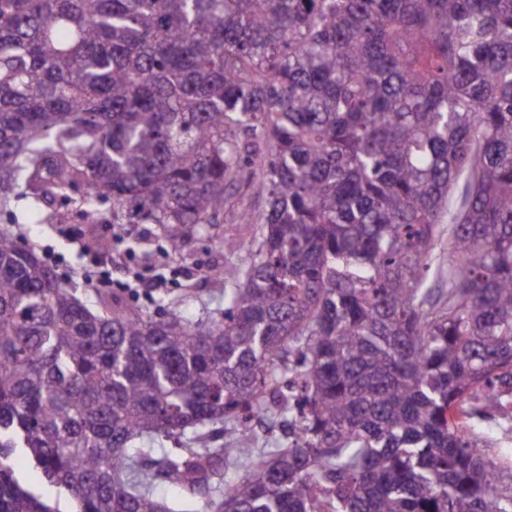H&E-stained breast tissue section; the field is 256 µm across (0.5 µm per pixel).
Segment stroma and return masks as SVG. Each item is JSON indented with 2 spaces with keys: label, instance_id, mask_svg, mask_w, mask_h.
Returning <instances> with one entry per match:
<instances>
[{
  "label": "stroma",
  "instance_id": "1",
  "mask_svg": "<svg viewBox=\"0 0 512 512\" xmlns=\"http://www.w3.org/2000/svg\"><path fill=\"white\" fill-rule=\"evenodd\" d=\"M229 194L223 223L184 231L177 253L172 251L163 226L86 224L70 199L42 210L34 209L27 200H12L9 208L0 212V228L12 227L19 240L35 244L40 255H58L55 270L87 304L95 303L98 290L83 280L81 271L91 256L98 255L112 260L113 295L154 318L174 311L196 320L224 306V296L206 278V270L216 265L242 270L249 264L247 253L227 250L225 242L258 236L257 225L239 220L242 208L255 209L261 203L253 186L242 180L230 188ZM71 228L79 232L74 244L65 236ZM132 270L148 279L161 278L165 285L150 295L126 288L123 282ZM469 432L488 449L491 459H512V417L491 411L474 415Z\"/></svg>",
  "mask_w": 512,
  "mask_h": 512
}]
</instances>
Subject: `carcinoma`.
I'll list each match as a JSON object with an SVG mask.
<instances>
[{
    "instance_id": "carcinoma-1",
    "label": "carcinoma",
    "mask_w": 512,
    "mask_h": 512,
    "mask_svg": "<svg viewBox=\"0 0 512 512\" xmlns=\"http://www.w3.org/2000/svg\"><path fill=\"white\" fill-rule=\"evenodd\" d=\"M243 175L206 319L89 307L0 231V512H61L17 456L68 512H512L464 433L512 398V0H0L1 208L222 224ZM160 496L177 503L179 509H185L188 512H199L205 509V498L203 495L195 497H185L178 489L167 484L158 486Z\"/></svg>"
}]
</instances>
